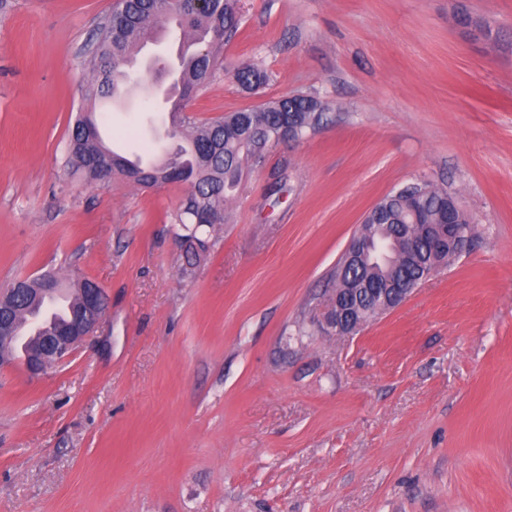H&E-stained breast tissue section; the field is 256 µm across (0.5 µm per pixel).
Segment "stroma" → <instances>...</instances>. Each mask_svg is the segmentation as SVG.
Listing matches in <instances>:
<instances>
[{"label": "stroma", "mask_w": 512, "mask_h": 512, "mask_svg": "<svg viewBox=\"0 0 512 512\" xmlns=\"http://www.w3.org/2000/svg\"><path fill=\"white\" fill-rule=\"evenodd\" d=\"M114 3L0 0V286L51 273L109 299L40 375L0 369V512H512V0H240L187 114L329 111L245 172L189 271L186 185L67 164ZM162 61L170 42L138 55L150 109L94 112L146 163L171 145ZM244 62L267 84L241 88ZM416 181L472 216L468 245L358 333L324 332L365 214Z\"/></svg>", "instance_id": "35a3bbf8"}]
</instances>
